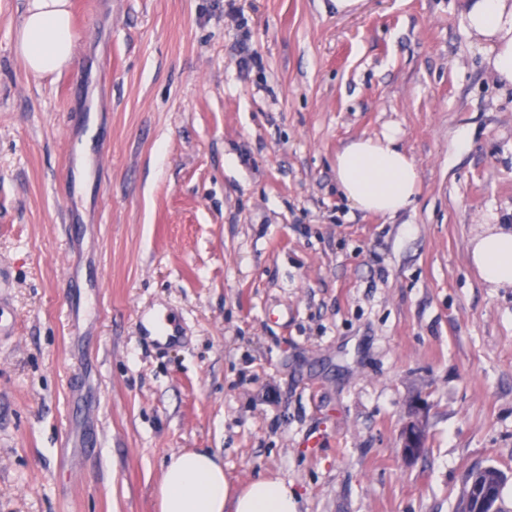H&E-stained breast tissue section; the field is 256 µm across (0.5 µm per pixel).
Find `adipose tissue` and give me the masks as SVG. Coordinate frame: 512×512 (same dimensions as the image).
<instances>
[{"label": "adipose tissue", "instance_id": "1", "mask_svg": "<svg viewBox=\"0 0 512 512\" xmlns=\"http://www.w3.org/2000/svg\"><path fill=\"white\" fill-rule=\"evenodd\" d=\"M466 30L479 45L491 74L512 86V0H461ZM15 49L26 70L40 77L60 73L76 55L70 0H25ZM336 184L349 206L393 217L412 209L419 171L397 130L364 136L336 155ZM470 259L481 279L512 288V228L477 237ZM160 512H298L287 481L260 475L234 487L220 458L208 451L171 456L158 488Z\"/></svg>", "mask_w": 512, "mask_h": 512}]
</instances>
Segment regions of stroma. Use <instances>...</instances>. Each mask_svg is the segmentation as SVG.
I'll return each mask as SVG.
<instances>
[{
  "instance_id": "obj_1",
  "label": "stroma",
  "mask_w": 512,
  "mask_h": 512,
  "mask_svg": "<svg viewBox=\"0 0 512 512\" xmlns=\"http://www.w3.org/2000/svg\"><path fill=\"white\" fill-rule=\"evenodd\" d=\"M71 2L38 78L0 0V512H159L199 449L301 512H460L486 466L512 512V288L469 259L512 226V87L461 0ZM389 128L415 208L365 215L336 154Z\"/></svg>"
}]
</instances>
